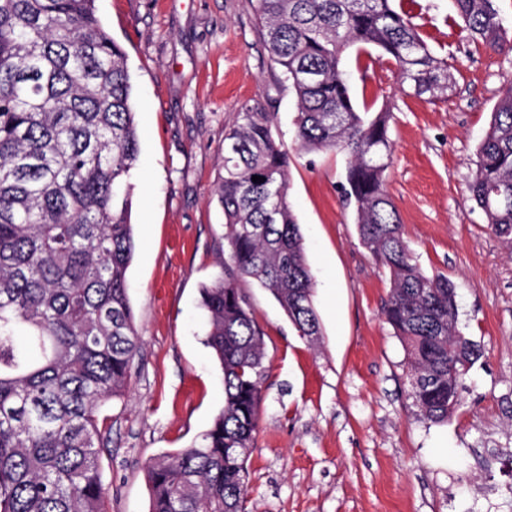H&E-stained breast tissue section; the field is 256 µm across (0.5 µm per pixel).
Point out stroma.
Wrapping results in <instances>:
<instances>
[{
    "mask_svg": "<svg viewBox=\"0 0 512 512\" xmlns=\"http://www.w3.org/2000/svg\"><path fill=\"white\" fill-rule=\"evenodd\" d=\"M96 5L128 54L140 130L139 247L127 272L139 350L125 396L99 409L107 512H149L146 463L191 445L224 405L200 288L224 275V129L256 103L274 112L288 152L322 336H298L273 296L245 282L268 367L247 512H512V247L469 193L477 147L512 82V51L473 43L451 0H397L447 59V97L401 94L388 60L353 49L345 61L357 103L392 105L386 190L417 263L454 283L459 326L484 351L459 405L433 423L409 397L407 355L383 314L388 272L343 200L346 158L298 149L295 99L252 0Z\"/></svg>",
    "mask_w": 512,
    "mask_h": 512,
    "instance_id": "35a3bbf8",
    "label": "stroma"
}]
</instances>
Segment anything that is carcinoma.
Returning <instances> with one entry per match:
<instances>
[{
  "label": "carcinoma",
  "mask_w": 512,
  "mask_h": 512,
  "mask_svg": "<svg viewBox=\"0 0 512 512\" xmlns=\"http://www.w3.org/2000/svg\"><path fill=\"white\" fill-rule=\"evenodd\" d=\"M94 2L0 0V512H106L98 409L124 394L139 347L126 286L139 127L127 54ZM451 2L472 40L512 51L493 0ZM256 12L296 99L300 148L346 156L343 197L389 273L384 315L407 353L410 397L443 422L483 350L459 327L453 282L414 260L386 190L391 112L358 108L345 58L378 50L399 92L430 102L448 94V61L394 0H256ZM475 165L471 198L512 245V85ZM217 197L224 277L200 294L224 407L200 440L148 462L150 512H245L267 366L241 282L267 289L300 337L322 335L288 154L258 103L224 131Z\"/></svg>",
  "instance_id": "obj_1"
}]
</instances>
